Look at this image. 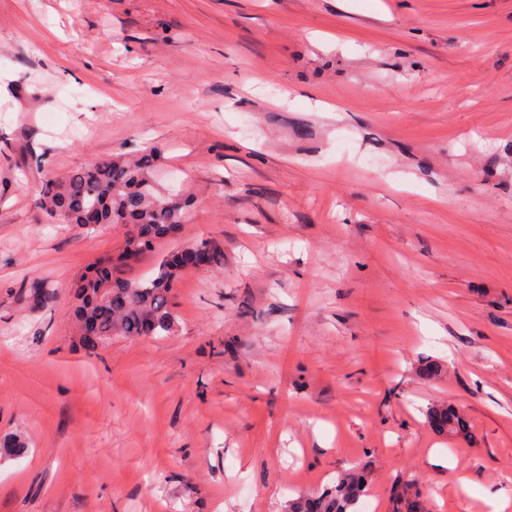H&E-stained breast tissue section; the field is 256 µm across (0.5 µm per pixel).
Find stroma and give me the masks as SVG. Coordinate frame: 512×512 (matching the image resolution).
I'll return each mask as SVG.
<instances>
[{
  "instance_id": "obj_1",
  "label": "stroma",
  "mask_w": 512,
  "mask_h": 512,
  "mask_svg": "<svg viewBox=\"0 0 512 512\" xmlns=\"http://www.w3.org/2000/svg\"><path fill=\"white\" fill-rule=\"evenodd\" d=\"M147 148L193 219L125 276L224 264L95 349L73 287L125 229L37 189ZM5 438L0 512H284L363 468L358 512L512 495V0H0ZM426 416L429 421L435 424L433 429L440 435L448 434V432L463 438H467L469 435V425L466 420L459 417L453 408L433 405L428 408ZM448 418L453 423L449 430Z\"/></svg>"
}]
</instances>
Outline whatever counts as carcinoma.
Here are the masks:
<instances>
[{
    "mask_svg": "<svg viewBox=\"0 0 512 512\" xmlns=\"http://www.w3.org/2000/svg\"><path fill=\"white\" fill-rule=\"evenodd\" d=\"M157 162L154 149L130 159L105 158L60 178L46 179L38 188L39 208L51 223L127 227L118 261L103 263L75 287L73 315L82 335L94 346H105L114 336L170 335L176 320L173 289L183 271L191 268L190 262L200 251L207 253L208 266L224 264L223 250L200 240L164 255L151 276L138 280L122 276L124 267L191 220L182 194L160 190L155 178ZM25 294L40 302L54 298L53 290L41 281L31 282ZM426 416L440 435H469V425L453 408L433 405ZM365 484L366 475L350 474L338 479L329 491L298 495L289 501L287 512H356Z\"/></svg>",
    "mask_w": 512,
    "mask_h": 512,
    "instance_id": "carcinoma-1",
    "label": "carcinoma"
}]
</instances>
